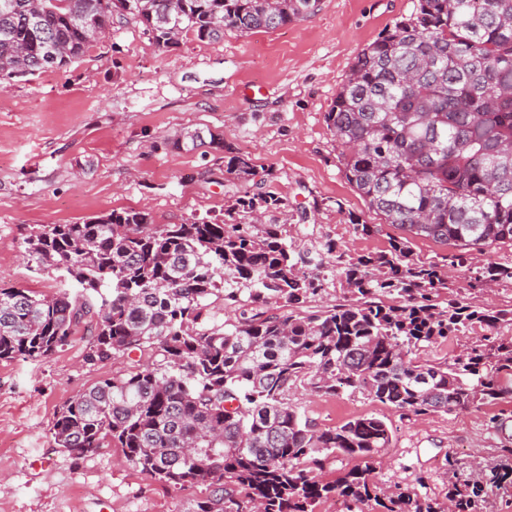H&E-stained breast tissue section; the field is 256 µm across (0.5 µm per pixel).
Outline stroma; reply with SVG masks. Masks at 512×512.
<instances>
[{"label": "stroma", "instance_id": "1", "mask_svg": "<svg viewBox=\"0 0 512 512\" xmlns=\"http://www.w3.org/2000/svg\"><path fill=\"white\" fill-rule=\"evenodd\" d=\"M414 0H322L311 17L245 37L181 38L162 48L142 25L113 19L108 35L71 65L10 82L0 92V288L52 296L57 273H39L22 244L38 224H80L118 210L149 213L154 223L223 219L234 201L223 152L175 148L186 130L222 133L249 156L256 181L291 209H320L291 228L310 243L329 235L355 253L384 250L399 228L356 234L347 216L378 222L347 181L324 122L357 53ZM91 335L39 360H0V512H189L199 488L176 490L128 464L122 449L75 457L51 436L57 410L129 367L124 357L86 363ZM293 405L319 427L364 415L382 418L392 441L375 470L379 485L412 483L445 501L454 457L462 474L475 458L512 461V402L457 413L403 416L363 396L298 387ZM505 429L493 427L494 416Z\"/></svg>", "mask_w": 512, "mask_h": 512}]
</instances>
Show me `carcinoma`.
<instances>
[{
  "label": "carcinoma",
  "instance_id": "carcinoma-1",
  "mask_svg": "<svg viewBox=\"0 0 512 512\" xmlns=\"http://www.w3.org/2000/svg\"><path fill=\"white\" fill-rule=\"evenodd\" d=\"M121 12L160 47L180 36L217 41L296 23L321 0H125ZM113 17L110 0H0V83L82 57ZM348 182L368 209L408 233L376 253L332 238L306 247L290 235L288 202L244 191L224 221L155 224L114 210L82 224H42L24 240L37 270L77 289L45 297L0 289V360H38L94 323L90 364L117 355L131 371L105 379L56 413L57 447L83 457L112 445L176 489L206 487L193 512H480L488 489L512 484V465L456 477L448 504L415 485L385 491L374 464L391 443L386 422L360 416L321 429L288 401L307 386L364 395L403 415L451 413L512 399V304L489 309L452 294L512 284V259L469 263L512 247V0H414L409 16L360 50L324 115ZM227 152L225 173L254 179L251 159L215 132L173 142ZM423 237L451 247L438 261L410 248ZM340 303L295 308L328 288ZM92 294L95 308L79 301ZM240 309L234 323L218 303ZM474 335L448 361L417 352ZM357 461L336 479L333 455Z\"/></svg>",
  "mask_w": 512,
  "mask_h": 512
}]
</instances>
